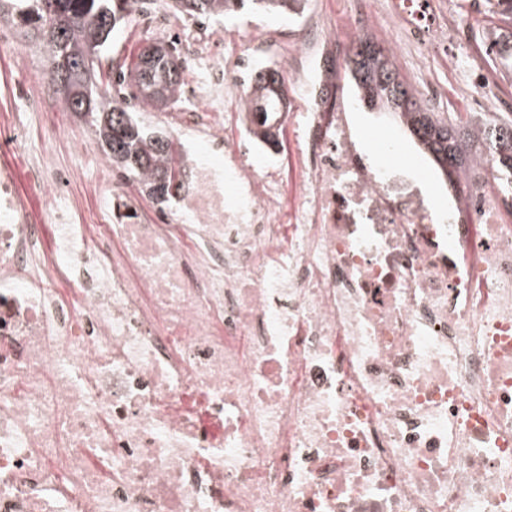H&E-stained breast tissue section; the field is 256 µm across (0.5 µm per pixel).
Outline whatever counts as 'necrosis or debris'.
<instances>
[{"instance_id": "necrosis-or-debris-1", "label": "necrosis or debris", "mask_w": 512, "mask_h": 512, "mask_svg": "<svg viewBox=\"0 0 512 512\" xmlns=\"http://www.w3.org/2000/svg\"><path fill=\"white\" fill-rule=\"evenodd\" d=\"M225 34V43L237 40ZM211 72L186 224L0 169V512H512V218L377 167L305 25ZM288 74L275 122L245 88ZM305 176L283 204L278 130ZM223 147V160L210 155Z\"/></svg>"}]
</instances>
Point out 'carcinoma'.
<instances>
[{
	"instance_id": "carcinoma-1",
	"label": "carcinoma",
	"mask_w": 512,
	"mask_h": 512,
	"mask_svg": "<svg viewBox=\"0 0 512 512\" xmlns=\"http://www.w3.org/2000/svg\"><path fill=\"white\" fill-rule=\"evenodd\" d=\"M156 0H0V16L25 38L43 47L59 40L56 54L45 57L44 70L55 66L67 74L69 90L61 92L67 111L92 128L106 160L132 179L149 198L164 203L183 186L186 167L181 148L156 135L136 119L135 105L155 107L158 97L171 107L182 101L184 59L173 46L156 42L159 51H141L132 64L117 67L112 86L100 92L87 78L84 62L89 50L99 58L107 52L113 32L131 16L143 13ZM488 15L502 30L512 26V0H487ZM172 7L191 17H229L244 10L271 15L304 16L309 0H173ZM331 77L352 79L366 108L389 109L416 138L441 175L455 186L464 171L481 158L490 163L494 182L512 187V114L474 123L461 115L442 117L420 102L388 49L369 36L354 41L343 69L329 65ZM285 89L278 70L255 71L247 90L255 111L269 118L279 111Z\"/></svg>"
}]
</instances>
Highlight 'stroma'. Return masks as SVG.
Listing matches in <instances>:
<instances>
[{"mask_svg": "<svg viewBox=\"0 0 512 512\" xmlns=\"http://www.w3.org/2000/svg\"><path fill=\"white\" fill-rule=\"evenodd\" d=\"M453 23L461 30L460 40L449 42L447 50H432L421 63L405 58L399 70L411 87L436 85L442 95L441 112H467L465 93L471 77L484 61L477 49L478 36L486 21L480 0H441ZM298 19L288 16L246 12L231 18L195 19L160 6L135 15L115 32L108 52L96 61V81L107 85L113 65L135 60L141 46L153 39L175 43L187 60L184 98L177 106L158 110L141 108L139 119L148 128L164 129L175 142L191 140L200 130L199 119L213 104L206 94L212 69L224 62L223 50L200 47L206 33L223 42L225 33L248 30L256 35L276 29L293 32ZM334 91L349 103L355 125L362 134V145L370 149L384 144L394 159L407 163L409 172L430 191L436 206L448 204L449 182L440 179L433 163L422 154L413 137L390 114L359 107L355 88L349 79L337 80ZM0 148L16 176L21 193L34 210H42L41 197L33 194V172L41 161L67 172L65 193L77 224L97 223L108 205L110 189L117 188L137 199L145 209L156 204L142 196L136 183L124 179L107 162L100 143L83 121L67 112L54 87L43 76L38 53L9 22L0 20Z\"/></svg>", "mask_w": 512, "mask_h": 512, "instance_id": "stroma-1", "label": "stroma"}]
</instances>
